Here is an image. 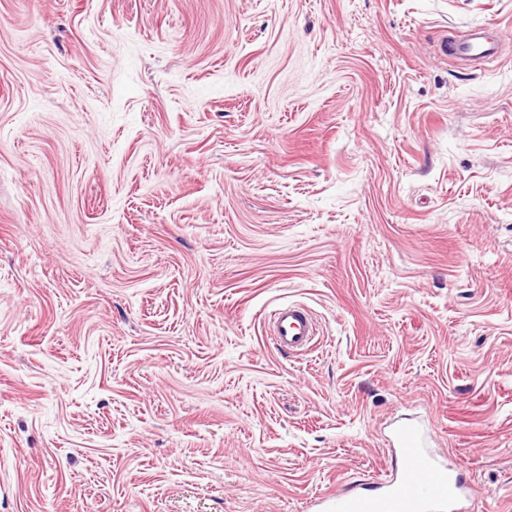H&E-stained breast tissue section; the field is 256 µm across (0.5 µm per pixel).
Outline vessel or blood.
<instances>
[{
    "label": "vessel or blood",
    "instance_id": "obj_1",
    "mask_svg": "<svg viewBox=\"0 0 512 512\" xmlns=\"http://www.w3.org/2000/svg\"><path fill=\"white\" fill-rule=\"evenodd\" d=\"M456 62L494 61L497 47L482 29H472L449 47ZM318 334L313 315L298 304L275 309L269 320L273 345L281 350L302 351ZM399 469L383 479L374 493L345 492L324 496L319 512H474V501L455 466L438 459L428 448L422 428L405 423L395 432Z\"/></svg>",
    "mask_w": 512,
    "mask_h": 512
}]
</instances>
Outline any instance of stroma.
<instances>
[{"label":"stroma","mask_w":512,"mask_h":512,"mask_svg":"<svg viewBox=\"0 0 512 512\" xmlns=\"http://www.w3.org/2000/svg\"><path fill=\"white\" fill-rule=\"evenodd\" d=\"M407 418L512 512V0H0V512H313ZM484 33L481 28H474L467 35L454 40L449 47V55L461 64L494 61L497 47ZM269 331L276 348L293 352L310 347L318 335L313 315L305 307L294 303L281 305L272 312Z\"/></svg>","instance_id":"35a3bbf8"}]
</instances>
